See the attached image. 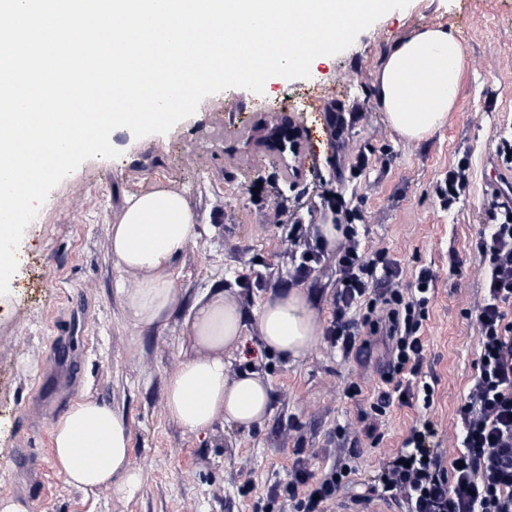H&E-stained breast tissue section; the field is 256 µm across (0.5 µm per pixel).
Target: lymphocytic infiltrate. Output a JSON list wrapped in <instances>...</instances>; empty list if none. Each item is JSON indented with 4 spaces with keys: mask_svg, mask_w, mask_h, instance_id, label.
<instances>
[{
    "mask_svg": "<svg viewBox=\"0 0 512 512\" xmlns=\"http://www.w3.org/2000/svg\"><path fill=\"white\" fill-rule=\"evenodd\" d=\"M482 260L481 298L474 321L478 352L474 377L458 409L461 448H441V425L430 418L434 394L423 375L421 328L437 275L421 268L404 281L399 262L366 256L354 230L336 247V295L325 339L343 355L387 347L369 408L376 418L398 402L421 407L418 423L373 475L369 492L398 501L406 512H512V210L480 231L473 244ZM286 479L272 486L261 512H328L361 463L357 450L338 451L313 467L318 450L299 448Z\"/></svg>",
    "mask_w": 512,
    "mask_h": 512,
    "instance_id": "1",
    "label": "lymphocytic infiltrate"
}]
</instances>
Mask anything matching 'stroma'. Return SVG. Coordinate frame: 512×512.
I'll use <instances>...</instances> for the list:
<instances>
[{
  "label": "stroma",
  "mask_w": 512,
  "mask_h": 512,
  "mask_svg": "<svg viewBox=\"0 0 512 512\" xmlns=\"http://www.w3.org/2000/svg\"><path fill=\"white\" fill-rule=\"evenodd\" d=\"M452 27L466 51L457 105L448 124L424 140L389 125L375 77L391 46L414 31ZM284 112L303 129L302 174L291 178L246 144L261 113ZM512 0H410L362 31L338 55L312 64L306 79L270 78L263 93L230 88L204 98L169 132L142 138L120 131V155L92 158L48 196L26 228L0 315V498L25 501L29 512H256L272 485L286 478L297 448H328L337 427L361 431L377 387L384 351L342 358L326 341L291 363L260 348L250 329L244 357L230 374L254 366L271 385L268 415L251 428L184 431L168 417V374L194 356L187 320L195 303L228 291L246 315L280 292L299 287L320 327H327L336 291L333 256L304 280L294 267L301 245L288 228L304 225L316 242L326 223L348 224L367 254L386 252L406 277L427 266L438 275L429 317L424 373L435 380L432 415L455 447L457 410L474 373L477 332L469 316L480 297L479 256L471 242L493 221L494 204L512 206ZM465 169L453 203L439 189ZM163 184L186 197L200 237L174 265L176 303L156 326L126 317L120 288L139 277L119 274L111 227L126 196ZM461 263L448 273L450 257ZM362 386L344 397L346 381ZM89 395L123 414L132 461L143 474L131 499L102 489L83 493L58 472L51 446L41 447L40 474L19 458L30 437L50 438L53 424ZM419 417L393 405L378 440L357 441L359 484L370 482L391 449Z\"/></svg>",
  "instance_id": "1"
}]
</instances>
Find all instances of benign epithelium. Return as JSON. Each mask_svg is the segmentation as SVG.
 <instances>
[{
	"label": "benign epithelium",
	"mask_w": 512,
	"mask_h": 512,
	"mask_svg": "<svg viewBox=\"0 0 512 512\" xmlns=\"http://www.w3.org/2000/svg\"><path fill=\"white\" fill-rule=\"evenodd\" d=\"M247 144L282 163L294 177L301 174L296 165L303 150V130L282 113H263L249 127Z\"/></svg>",
	"instance_id": "7a95c632"
}]
</instances>
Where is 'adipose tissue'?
<instances>
[{
	"label": "adipose tissue",
	"mask_w": 512,
	"mask_h": 512,
	"mask_svg": "<svg viewBox=\"0 0 512 512\" xmlns=\"http://www.w3.org/2000/svg\"><path fill=\"white\" fill-rule=\"evenodd\" d=\"M465 65L457 35L442 25L419 29L394 45L375 81L392 128L423 140L445 126ZM200 234L189 203L174 190L157 184L127 198L111 244L117 271L140 276L136 287L120 291L134 326H155L172 309L174 263ZM255 316L264 350L285 359H303L321 336L309 298L297 288L267 299ZM247 328L230 293L215 292L194 306L189 334L197 354L179 363L165 386L168 416L183 430L205 433L227 423L247 428L268 413L270 385L254 372H228V356L245 351ZM51 442L67 485L86 493L106 488L121 498L139 491L142 475L132 463L129 425L95 398L80 397L54 425Z\"/></svg>",
	"instance_id": "1"
}]
</instances>
